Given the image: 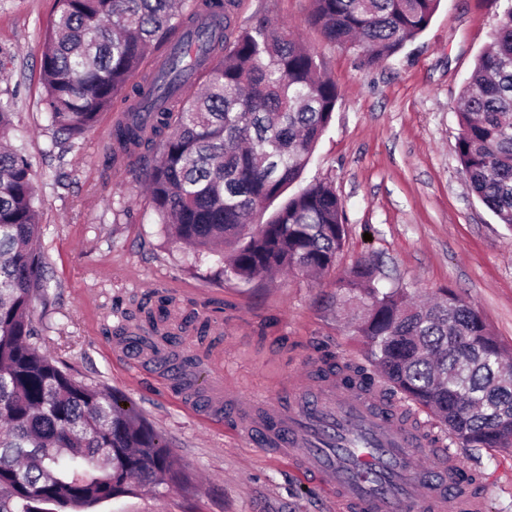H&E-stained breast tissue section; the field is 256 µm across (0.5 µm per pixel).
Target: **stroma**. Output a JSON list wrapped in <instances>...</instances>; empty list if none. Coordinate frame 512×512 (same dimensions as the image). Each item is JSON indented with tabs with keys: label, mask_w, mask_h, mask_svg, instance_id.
Segmentation results:
<instances>
[{
	"label": "stroma",
	"mask_w": 512,
	"mask_h": 512,
	"mask_svg": "<svg viewBox=\"0 0 512 512\" xmlns=\"http://www.w3.org/2000/svg\"><path fill=\"white\" fill-rule=\"evenodd\" d=\"M55 0H0V102L9 105L11 145L33 163L44 257L33 303L38 343L74 379L134 408L193 476L194 489L115 498L96 512H342L314 480L234 430L241 407L262 410V392H309L312 361L362 357L334 301L336 280L371 256L385 286L420 297L452 289L475 304L512 349V228L467 193L455 153L457 109L478 56L490 45L497 0H440L428 28L394 59L365 64L327 43L309 22V0H247L245 16L288 28L315 52L339 98L297 193L329 183L347 232L334 270L244 283L195 261L162 234L143 184L147 160L109 163L112 123L101 113L73 140H55L43 102L38 45ZM170 298L171 353L195 371L223 370L237 395L221 420L206 399L186 402L146 355L115 352V327L138 303ZM208 322L206 335L196 331ZM489 486L485 512H512V448H462Z\"/></svg>",
	"instance_id": "obj_1"
}]
</instances>
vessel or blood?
I'll return each instance as SVG.
<instances>
[{
	"label": "vessel or blood",
	"mask_w": 512,
	"mask_h": 512,
	"mask_svg": "<svg viewBox=\"0 0 512 512\" xmlns=\"http://www.w3.org/2000/svg\"><path fill=\"white\" fill-rule=\"evenodd\" d=\"M223 374L194 376L185 395L219 393ZM249 439L284 454L302 474L319 479L345 512H482L487 490H474L469 469L454 454L437 467L422 463L430 447L426 430L403 410H380L374 394L331 381L310 402L237 421Z\"/></svg>",
	"instance_id": "1"
}]
</instances>
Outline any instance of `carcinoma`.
<instances>
[{
    "label": "carcinoma",
    "instance_id": "cac0c4a2",
    "mask_svg": "<svg viewBox=\"0 0 512 512\" xmlns=\"http://www.w3.org/2000/svg\"><path fill=\"white\" fill-rule=\"evenodd\" d=\"M440 0H310L324 38L387 62L429 26ZM245 0H56L39 44L55 133L92 130L121 96L112 156L155 162L148 191L169 241L217 257L224 276L324 274L346 235L343 204L315 182L264 212L307 167L338 87L302 41ZM164 59L148 63L152 46ZM456 154L468 188L512 227V0L464 86ZM32 163L0 149V512H90L150 486L187 490L162 437L114 395L75 380L36 344L42 257ZM361 362L329 356L318 372L378 381L433 414L448 446L512 448V363L480 310L451 289L422 305L381 285L370 258L339 281Z\"/></svg>",
    "mask_w": 512,
    "mask_h": 512
}]
</instances>
